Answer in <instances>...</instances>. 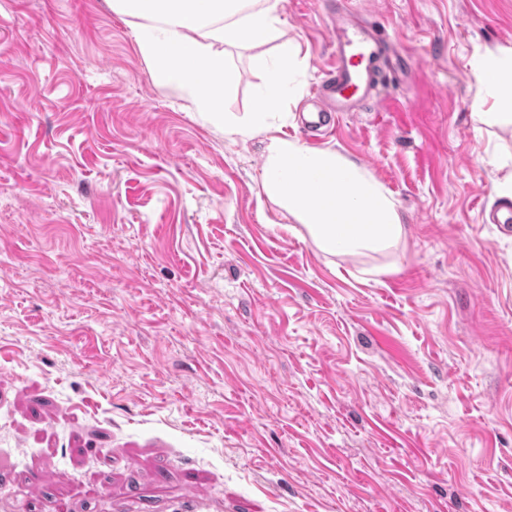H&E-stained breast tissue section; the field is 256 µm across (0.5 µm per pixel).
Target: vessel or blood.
I'll list each match as a JSON object with an SVG mask.
<instances>
[{"mask_svg": "<svg viewBox=\"0 0 512 512\" xmlns=\"http://www.w3.org/2000/svg\"><path fill=\"white\" fill-rule=\"evenodd\" d=\"M328 30L332 63L316 90L322 109L309 121L315 129L326 126L329 113L351 112L378 97L407 67L379 28L354 21L351 12L332 14Z\"/></svg>", "mask_w": 512, "mask_h": 512, "instance_id": "vessel-or-blood-1", "label": "vessel or blood"}]
</instances>
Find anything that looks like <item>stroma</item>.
I'll return each instance as SVG.
<instances>
[{
    "label": "stroma",
    "mask_w": 512,
    "mask_h": 512,
    "mask_svg": "<svg viewBox=\"0 0 512 512\" xmlns=\"http://www.w3.org/2000/svg\"><path fill=\"white\" fill-rule=\"evenodd\" d=\"M356 7L410 63L335 123L298 119ZM308 53L284 137L354 162L405 227L336 255L261 188L265 136L154 85L108 0H0V487L103 512H512V224L468 61L512 0H284ZM229 60L228 112L264 77Z\"/></svg>",
    "instance_id": "obj_1"
}]
</instances>
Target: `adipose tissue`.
I'll return each mask as SVG.
<instances>
[{
  "label": "adipose tissue",
  "instance_id": "obj_1",
  "mask_svg": "<svg viewBox=\"0 0 512 512\" xmlns=\"http://www.w3.org/2000/svg\"><path fill=\"white\" fill-rule=\"evenodd\" d=\"M128 17L155 85L184 91L225 134L265 135L261 188L304 224L328 253L387 250L404 235L393 199L356 164L276 136L284 109L301 95L307 68L301 43L290 37L282 0H112ZM275 51H266L268 43ZM251 49L250 66L266 78L253 111L224 109L230 49ZM480 109L489 127L512 126V48L477 52L470 60Z\"/></svg>",
  "mask_w": 512,
  "mask_h": 512
}]
</instances>
